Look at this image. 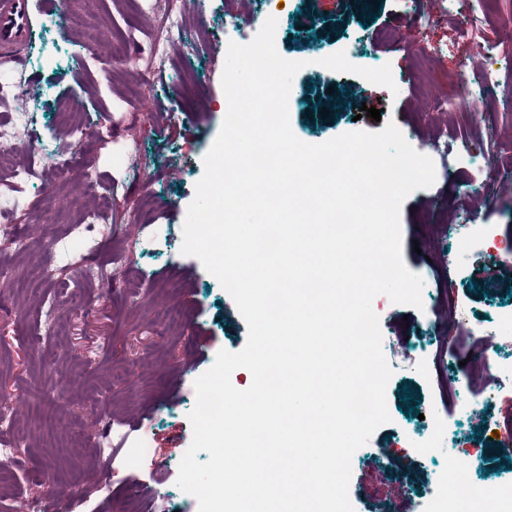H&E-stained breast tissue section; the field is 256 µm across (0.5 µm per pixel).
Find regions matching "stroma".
Masks as SVG:
<instances>
[{"label": "stroma", "mask_w": 512, "mask_h": 512, "mask_svg": "<svg viewBox=\"0 0 512 512\" xmlns=\"http://www.w3.org/2000/svg\"><path fill=\"white\" fill-rule=\"evenodd\" d=\"M166 2L38 0L24 59L0 63V76L28 90L20 107L40 153L61 162L82 151L112 187L108 224L80 223L99 200L81 193L71 172L49 185L32 181L0 204V226L9 228L0 233V395L14 401L9 465L28 472L22 495L42 512H198L176 485L192 439L194 382L219 350H241L248 329L218 280L182 254V230L225 116L227 46L250 42L270 17L280 56L303 64L289 106L300 140L378 132L390 122L435 165L434 184L411 193L400 215L403 260L424 282L423 306L373 301L393 371L391 421L352 457L354 512H430L452 458L489 487H511L512 451L492 449L489 426L512 413V385L469 382L448 401L430 356L443 341L465 347L470 335L490 333L493 366H512V262L495 261L483 245L490 233L512 246V189L485 198L512 171V28L503 25L512 0H481L485 49L460 76L474 88L496 69L499 87L489 96L459 93L446 80L453 60L419 53L461 40L448 0H423L418 11L410 0L363 8L351 0H191L166 55L136 68L119 48L96 63L83 57L89 22L110 34L135 26L148 49ZM432 15L436 23L427 24ZM339 51L357 66L390 65L396 91L321 66ZM190 79L210 88L207 101L183 96ZM342 84L349 95L321 116L328 88ZM368 98L385 103L380 119L360 115ZM477 112L492 123L474 120ZM107 117L109 140L95 134ZM73 119L90 130L85 142L64 137ZM490 135L501 162L469 173L467 152ZM21 228L33 247L18 259L11 241ZM87 236L118 242L97 276L73 257ZM450 291L460 302L453 325L443 304ZM142 436L153 443L143 458L133 452ZM383 448L394 456L379 460Z\"/></svg>", "instance_id": "35a3bbf8"}]
</instances>
